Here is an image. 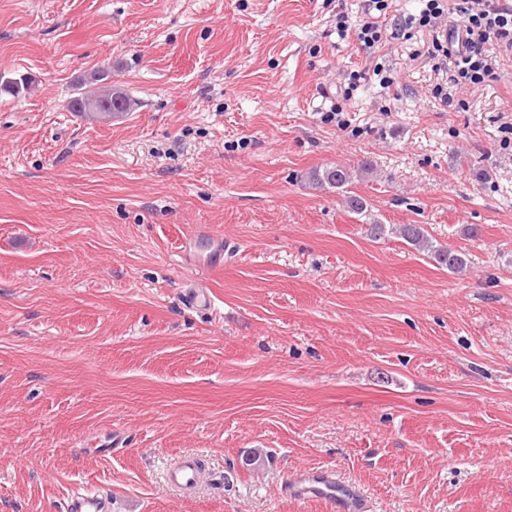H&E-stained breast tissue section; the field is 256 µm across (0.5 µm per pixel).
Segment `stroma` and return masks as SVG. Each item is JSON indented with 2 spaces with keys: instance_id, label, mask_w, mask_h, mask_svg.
Segmentation results:
<instances>
[{
  "instance_id": "stroma-1",
  "label": "stroma",
  "mask_w": 512,
  "mask_h": 512,
  "mask_svg": "<svg viewBox=\"0 0 512 512\" xmlns=\"http://www.w3.org/2000/svg\"><path fill=\"white\" fill-rule=\"evenodd\" d=\"M364 5L0 0V74L36 82L0 96V512H66L79 487L112 512H336L288 494L312 469L365 512H512V52L443 104L428 33L339 37ZM374 66L394 85L343 99ZM97 69L136 110H69ZM336 164L367 215L312 183ZM204 234L221 267L183 255ZM189 454L190 496L164 480ZM368 231L374 238H383L388 234H394L415 249L427 252L439 265L446 267L451 272L462 273L467 268V260L462 253L437 247L418 224H399L387 229L386 224L373 221L369 224Z\"/></svg>"
}]
</instances>
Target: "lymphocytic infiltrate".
<instances>
[{
  "label": "lymphocytic infiltrate",
  "instance_id": "lymphocytic-infiltrate-1",
  "mask_svg": "<svg viewBox=\"0 0 512 512\" xmlns=\"http://www.w3.org/2000/svg\"><path fill=\"white\" fill-rule=\"evenodd\" d=\"M418 13L401 20H389L387 0H367L365 16L357 28H350L346 16H339L340 37L354 36L362 50H375L391 39L406 37L409 30L428 31L437 50L435 69L448 72L454 85H479L492 81L487 45L512 51V0H420ZM455 13L459 22L449 27L443 19Z\"/></svg>",
  "mask_w": 512,
  "mask_h": 512
}]
</instances>
